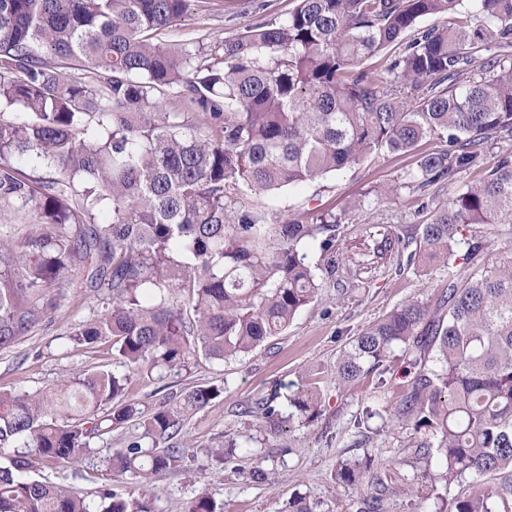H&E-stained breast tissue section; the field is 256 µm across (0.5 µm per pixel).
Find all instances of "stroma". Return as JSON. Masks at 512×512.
I'll use <instances>...</instances> for the list:
<instances>
[{
    "label": "stroma",
    "mask_w": 512,
    "mask_h": 512,
    "mask_svg": "<svg viewBox=\"0 0 512 512\" xmlns=\"http://www.w3.org/2000/svg\"><path fill=\"white\" fill-rule=\"evenodd\" d=\"M295 5L296 0H191L184 25L167 32L163 41L173 44L194 39L211 46L264 13L284 16ZM438 145V140L427 138L416 151L373 155L313 183L258 195L262 206L286 215L336 214L341 220V244L353 248L360 277L342 297L333 285L324 284L315 301L283 334L243 359L221 365L202 359L190 371L161 381L133 379L128 396L147 411L178 399L198 384L222 388L219 397L184 425L178 437L180 447L186 450L180 466L160 476L148 489L153 512H182L185 503L205 488L223 501L224 512H278L296 494L319 501L321 512H356L360 497L370 488L336 483V463L368 453L380 465L386 462L388 450L406 444L408 430L389 426L365 435L356 428L355 420L378 396L392 401L401 394L408 381V363L404 354L395 353L392 381L382 394L369 375L347 385L337 383L336 361L361 329L393 308L412 300L435 304L448 279V269L440 263L404 266L395 254L374 261L368 250L360 248L359 239L369 224L402 230L425 223L429 213L421 209V202L430 206L447 203L462 189L482 182L487 168L501 157L512 156V141L487 145L483 167L463 171L443 187L420 192L410 174L420 155ZM100 309L94 293L65 289L45 321L0 350V390L37 394L73 376L111 367V342L80 350L65 346L68 334ZM312 383L320 390L321 414L266 442L263 466L269 472L268 483L250 484L236 474L234 464L218 465L202 456V449L223 444L225 430L240 425L241 410L258 394L275 386L286 391ZM126 436V430L112 431L94 439L92 456L76 464L38 469L34 476L84 494L104 485L129 492L128 481L111 476L107 468L108 458L123 447Z\"/></svg>",
    "instance_id": "obj_1"
}]
</instances>
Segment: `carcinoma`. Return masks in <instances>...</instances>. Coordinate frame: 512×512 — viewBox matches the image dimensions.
<instances>
[{
	"instance_id": "obj_1",
	"label": "carcinoma",
	"mask_w": 512,
	"mask_h": 512,
	"mask_svg": "<svg viewBox=\"0 0 512 512\" xmlns=\"http://www.w3.org/2000/svg\"><path fill=\"white\" fill-rule=\"evenodd\" d=\"M190 0H0V202L32 213L40 230L0 237V348L42 323L51 293L84 288L101 311L69 334L74 349L112 341L125 368L78 375L37 395L0 391V512H152L104 485L91 497L28 473L76 463L92 441L134 426L112 453L113 475L140 487L178 467L185 449H158L221 393L186 391L150 413L126 398L135 375L178 373L203 355L224 363L287 330L325 280L349 270L334 214L310 219L263 209L247 191L274 192L408 152L426 137L411 179L424 189L483 165L484 147L512 140V0H297L284 17L252 22L209 48L167 49L161 35ZM461 15L452 27L414 32L425 17ZM399 52L378 72L365 60ZM478 78L458 83L466 71ZM88 74L83 81L72 71ZM181 107L173 112L162 96ZM19 105L21 112L5 113ZM23 164L59 178L34 180ZM512 217V158L414 227L426 258L448 273L435 309L416 300L354 337L336 363L341 384L389 372L411 356L387 417L410 430L408 465L385 473L372 456L337 461L336 482L370 484L359 512L430 485L432 512H496L484 495L448 498L455 485L505 475L512 495V251L463 232ZM319 242L321 260L304 245ZM317 387L258 397L244 415L267 435L319 414ZM251 434H226L199 453L219 463L252 459L247 480L269 472ZM288 500L285 512H318ZM183 512H224L207 490Z\"/></svg>"
}]
</instances>
